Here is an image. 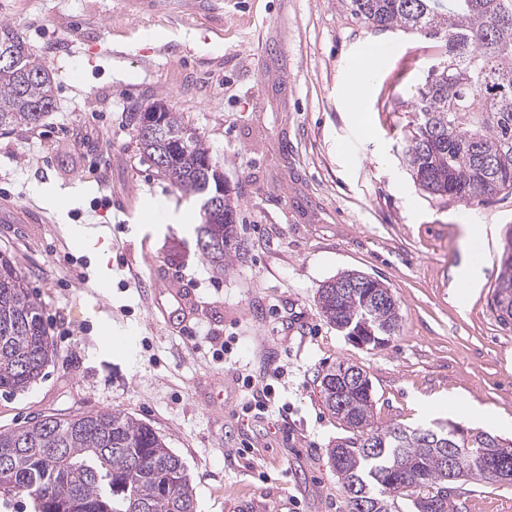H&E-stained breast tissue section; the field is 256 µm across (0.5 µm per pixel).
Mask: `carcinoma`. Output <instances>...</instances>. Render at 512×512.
Returning <instances> with one entry per match:
<instances>
[{
  "label": "carcinoma",
  "instance_id": "carcinoma-1",
  "mask_svg": "<svg viewBox=\"0 0 512 512\" xmlns=\"http://www.w3.org/2000/svg\"><path fill=\"white\" fill-rule=\"evenodd\" d=\"M350 14L378 31H403L443 47L425 83L413 95V120L403 128V161L415 183L434 198L464 205L512 192V0H347ZM0 129L36 126L54 105V81L25 39L0 23ZM165 134H186V144L159 171L177 188L206 198L204 162L209 147L179 112L163 105ZM144 156L158 158L157 137L137 128ZM238 199L224 195V211L201 210L196 241L214 236L222 246L199 247L222 269L236 257ZM346 272L317 289L322 317L370 350L388 345L400 328L391 290ZM491 310L512 323V241L506 242ZM54 351L42 304L12 257L0 253V393L17 394L44 379ZM343 364L316 377L324 408L350 436L328 450L342 480L346 512H448L442 489L453 485L460 459L467 477L503 482L512 472V441L477 429L447 448L425 440L428 429L382 427L374 420L368 377L339 379ZM0 496L26 498L33 512H196L187 467L159 432L132 416L109 411L34 417L0 430Z\"/></svg>",
  "mask_w": 512,
  "mask_h": 512
}]
</instances>
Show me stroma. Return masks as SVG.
<instances>
[{
  "label": "stroma",
  "instance_id": "stroma-1",
  "mask_svg": "<svg viewBox=\"0 0 512 512\" xmlns=\"http://www.w3.org/2000/svg\"><path fill=\"white\" fill-rule=\"evenodd\" d=\"M55 82L35 127L0 130V204L37 224L0 223L44 307L55 349L46 377L0 394V429L43 415L122 412L165 436L186 464L197 512H344L327 450L347 432L323 407L318 373L363 368L381 426L512 417V325L490 308L512 233V194L462 206L429 196L402 160L411 96L433 41L377 32L345 0H0ZM372 65L369 85L348 81ZM182 113L240 194L239 257L216 272L191 224L198 210L144 158L133 116L156 101ZM75 179L77 204L50 208L39 185ZM152 207L151 223L141 214ZM108 225L109 278L71 235ZM482 224L483 279L463 288L464 227ZM189 288L188 323L154 312L148 258ZM346 271L379 279L399 305L389 344L369 350L329 325L316 291ZM270 384L244 412L243 378ZM440 402L422 416L418 403ZM449 512H512V485L459 482Z\"/></svg>",
  "mask_w": 512,
  "mask_h": 512
}]
</instances>
